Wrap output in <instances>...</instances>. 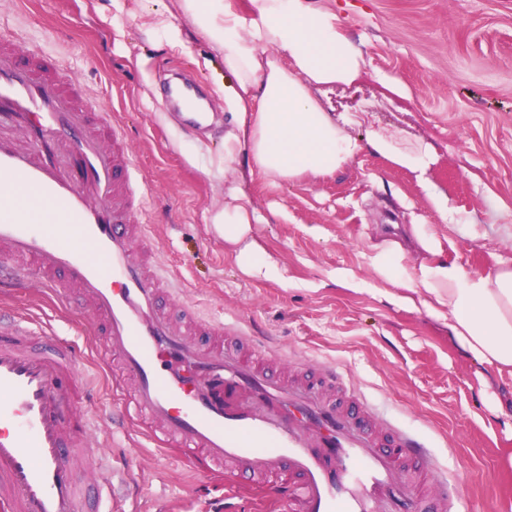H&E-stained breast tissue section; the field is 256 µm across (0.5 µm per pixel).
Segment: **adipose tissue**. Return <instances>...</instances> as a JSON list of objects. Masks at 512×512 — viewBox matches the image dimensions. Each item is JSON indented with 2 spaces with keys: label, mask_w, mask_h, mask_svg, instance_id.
I'll return each mask as SVG.
<instances>
[{
  "label": "adipose tissue",
  "mask_w": 512,
  "mask_h": 512,
  "mask_svg": "<svg viewBox=\"0 0 512 512\" xmlns=\"http://www.w3.org/2000/svg\"><path fill=\"white\" fill-rule=\"evenodd\" d=\"M258 18L249 22L231 0H179L181 14L208 43L236 86L224 103L231 116L224 134L226 202L211 218L216 232L235 245L243 272L266 278L273 263L251 239L265 218L248 188L255 179L279 186L302 178L334 174L361 151L394 167L424 174L435 162L427 143L407 144L397 136L370 131L365 142L345 131L350 119L330 112L321 87L349 85L367 68L357 40L335 11L317 0H255ZM413 233L427 257L408 265L397 249L372 246L368 263L383 281L406 289L402 302L443 322L448 343L512 395V263L474 273L437 258L430 225Z\"/></svg>",
  "instance_id": "obj_1"
}]
</instances>
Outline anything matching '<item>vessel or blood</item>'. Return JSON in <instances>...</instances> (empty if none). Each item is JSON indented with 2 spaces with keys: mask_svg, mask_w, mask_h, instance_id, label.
Instances as JSON below:
<instances>
[{
  "mask_svg": "<svg viewBox=\"0 0 512 512\" xmlns=\"http://www.w3.org/2000/svg\"><path fill=\"white\" fill-rule=\"evenodd\" d=\"M20 39L0 36V179L18 199L0 206V291L40 278L90 309L131 380L117 414L146 423L159 444L204 472L222 470L288 512H463L428 445L348 390L333 366L265 368L275 354L190 306L163 305L172 280L142 250L146 205L123 129L90 118L75 79L54 61L28 66ZM81 359L42 321L0 313V512H93L74 448L90 427Z\"/></svg>",
  "mask_w": 512,
  "mask_h": 512,
  "instance_id": "b4317fda",
  "label": "vessel or blood"
}]
</instances>
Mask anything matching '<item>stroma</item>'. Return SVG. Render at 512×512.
Instances as JSON below:
<instances>
[{
  "label": "stroma",
  "instance_id": "stroma-1",
  "mask_svg": "<svg viewBox=\"0 0 512 512\" xmlns=\"http://www.w3.org/2000/svg\"><path fill=\"white\" fill-rule=\"evenodd\" d=\"M341 12L368 61L349 86L324 88L328 109L362 112L348 127L365 140L370 130L405 142L431 143L437 160L425 173L397 169L361 152L343 170L317 182L278 188L256 181L254 206L270 215L251 237L276 262L279 278L244 274L235 249L219 237L211 215L224 206L223 187L209 178L224 157V102L232 90L221 61L198 68L208 53L178 11L160 0L186 40V52L147 36L154 19L139 0H0V32L17 34L40 55L58 58L85 87L93 108L111 107L127 133L130 154L151 195L140 223L162 265L181 281L178 300L198 318H223L287 358L338 368L347 382L428 444L444 472L462 479L468 512H512V470L499 467L512 448V409H495L496 387H481L474 366L448 345V329L423 312L383 300L371 245L397 244L414 264L423 253L410 227L431 225L441 256L478 273L512 258V0H321ZM193 81L212 114L209 126L186 125L167 104L174 76ZM403 83L410 98L386 91L381 78ZM446 197L457 224L444 221L429 196ZM349 270L366 289L330 282ZM12 304L49 320L75 341L87 366L91 414L99 430L90 442L101 461L79 482L128 485L127 512L167 505L199 512L225 485L157 450L136 423L114 430L108 413L127 392L102 348L96 319L40 294L31 281Z\"/></svg>",
  "mask_w": 512,
  "mask_h": 512
}]
</instances>
